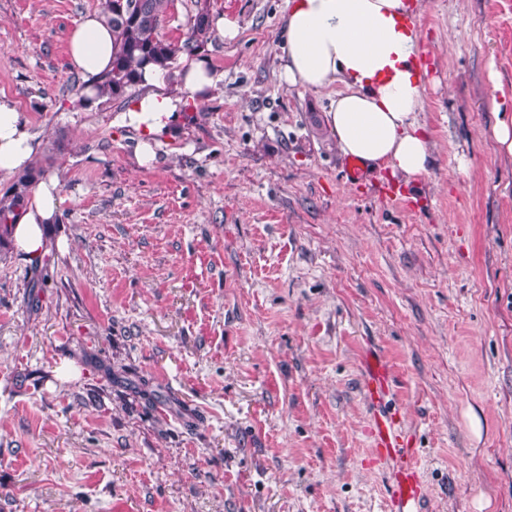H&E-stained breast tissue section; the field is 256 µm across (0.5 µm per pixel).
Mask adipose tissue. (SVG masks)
Segmentation results:
<instances>
[{
	"instance_id": "adipose-tissue-1",
	"label": "adipose tissue",
	"mask_w": 512,
	"mask_h": 512,
	"mask_svg": "<svg viewBox=\"0 0 512 512\" xmlns=\"http://www.w3.org/2000/svg\"><path fill=\"white\" fill-rule=\"evenodd\" d=\"M417 0H288L283 17L281 76L292 87L317 91L342 83L326 114L343 155L362 166L386 165L407 181L427 173L428 138L418 114L426 95L414 24ZM72 68L91 78L112 62V28L103 11L85 13L69 39ZM142 80L154 93L131 103L116 118L140 132L137 161L150 167L154 144L170 133L189 102L201 103L217 87L206 57L174 74L155 65ZM35 153L33 137L15 104L0 98V175L25 170ZM62 198L56 179L39 182L11 239L32 258L51 250L46 234Z\"/></svg>"
}]
</instances>
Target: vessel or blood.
<instances>
[{
    "mask_svg": "<svg viewBox=\"0 0 512 512\" xmlns=\"http://www.w3.org/2000/svg\"><path fill=\"white\" fill-rule=\"evenodd\" d=\"M364 389L374 407L370 435L378 459L391 462L394 478L389 490L393 512H421L422 474L418 452L401 430L395 413L383 406L389 392V371L382 357L362 359Z\"/></svg>",
    "mask_w": 512,
    "mask_h": 512,
    "instance_id": "obj_1",
    "label": "vessel or blood"
}]
</instances>
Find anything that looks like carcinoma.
I'll use <instances>...</instances> for the list:
<instances>
[{"mask_svg": "<svg viewBox=\"0 0 512 512\" xmlns=\"http://www.w3.org/2000/svg\"><path fill=\"white\" fill-rule=\"evenodd\" d=\"M171 0H104L103 11L112 25V68L100 75L96 86L107 100L123 98L142 83V69L153 64L168 70L180 54L192 55L211 37L209 11L199 5L188 21L186 38L170 42L159 33L163 16ZM40 170L30 167L14 176L10 187L0 195V245L10 239L9 226L16 223L26 206ZM136 394L148 406L159 403L158 391L145 380L132 383Z\"/></svg>", "mask_w": 512, "mask_h": 512, "instance_id": "1", "label": "carcinoma"}]
</instances>
